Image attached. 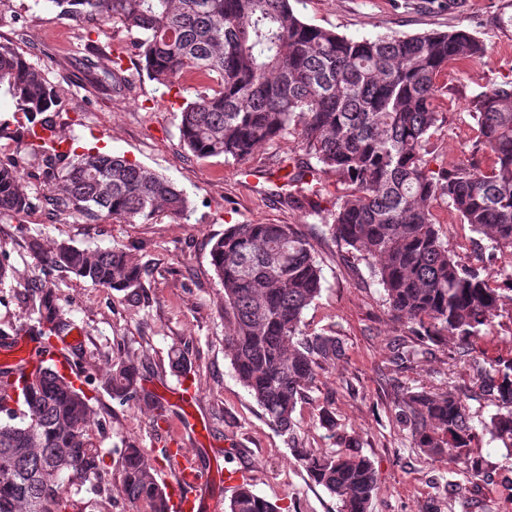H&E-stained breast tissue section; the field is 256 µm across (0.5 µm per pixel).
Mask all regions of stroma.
Masks as SVG:
<instances>
[{"label":"stroma","instance_id":"stroma-1","mask_svg":"<svg viewBox=\"0 0 512 512\" xmlns=\"http://www.w3.org/2000/svg\"><path fill=\"white\" fill-rule=\"evenodd\" d=\"M295 9L308 23L358 40L465 29L485 43L483 57L454 63L437 78L441 122L428 145L432 168L450 166L474 148L478 126L469 113L470 99L487 86L512 82V28L503 27L512 16V0H454L450 7L443 0H298ZM21 28L29 35L26 58L45 72L65 103L58 132L74 152L125 157L184 189L190 200L187 218L162 216L148 224L54 214L41 202L21 217L0 221V249L13 269L0 282V330H31L27 286L35 279L49 281L61 304L72 309L84 336L76 365L90 383L100 422L92 436L106 454L112 512L132 510L118 468L124 441H139L156 461L157 478L174 479L161 450L179 437L186 420L173 401L158 411L112 400L102 378L120 356L134 359L148 393L162 386H193L194 415L207 427L206 440L194 450L205 463L242 471L250 488L282 512H339L337 498L296 460L287 435L267 425L227 355L230 320L209 252L213 239L230 225L257 223L290 224L312 237L324 281L320 296L304 312L305 331L340 336L347 348L346 359L320 373L297 405L296 433L303 446L335 450V439L311 424L325 407L356 435L360 452L374 465L379 493L369 512H512L502 488L512 480V456L498 443L476 435L471 457L480 474L474 477L447 460L428 458L397 418L402 393L450 387L464 398L473 425L488 420L494 406L480 390L483 370L487 360L512 358V324L494 327L468 352L453 339L441 345L414 335L392 321L383 288L365 262L348 258L324 237L319 218L296 208L272 177L276 159L295 151L293 137L266 143L243 163L198 159L180 140L179 94L152 80L133 58L122 63L127 90L94 89L97 70L110 67L118 44L130 42L125 31L105 25L91 43L50 0H0V42L14 40ZM89 59L94 68H86ZM0 119L8 123L0 135V158L14 159L22 168L30 195L49 194L41 163L23 145L26 117L1 97ZM435 211L444 218L440 231L449 248L465 264H480L484 242L475 241L457 216L447 215L445 205L436 204ZM34 239L45 245L65 240L80 248L134 249L148 270L145 286L118 292L46 269L30 248ZM394 344L405 353L398 364L389 360ZM176 347L186 352L183 376L169 364Z\"/></svg>","mask_w":512,"mask_h":512}]
</instances>
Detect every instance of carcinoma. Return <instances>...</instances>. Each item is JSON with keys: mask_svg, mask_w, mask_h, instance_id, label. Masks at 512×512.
I'll use <instances>...</instances> for the list:
<instances>
[{"mask_svg": "<svg viewBox=\"0 0 512 512\" xmlns=\"http://www.w3.org/2000/svg\"><path fill=\"white\" fill-rule=\"evenodd\" d=\"M74 20L87 39L112 24L140 37L132 43L141 65L183 98L178 130L198 159L250 158L261 145L294 137L304 162L279 159L274 173L299 208L321 217L335 242L364 260L384 290L390 317L417 336L475 343L502 316L512 292V265L501 281L485 267L464 265L440 234L433 203L458 214L483 236L489 256L512 254V85H492L470 100L479 145L492 163L467 157L449 168L429 166L426 143L438 126L437 77L454 61L480 57L483 41L463 30L354 40L305 22L291 0H48ZM19 41L0 42V94L33 126L55 129L62 101L41 69L27 61ZM96 84L119 90L122 59ZM45 175L61 187L49 195L61 212L112 217L129 224L159 216H185L187 194L139 164L100 152L59 164L47 141L30 144ZM335 178L336 195L323 206ZM36 206L12 160L0 159V221ZM31 249L43 265L116 291L143 287L146 270L129 248L86 249L65 241ZM231 320L228 356L267 423L294 436L296 406L320 372L346 358L343 342L326 333L305 334L304 310L320 295L322 268L313 244L290 224H233L210 250ZM37 353L42 356L23 387L13 369L0 368V393L19 388L26 406L0 401V512H83L76 481L94 479L102 509L110 497L102 481L105 455L90 436L96 425L86 382L75 383L48 359L51 338L73 325L70 310L47 283L31 285ZM484 386L494 413L482 423L490 440L512 453V359H492ZM105 386L130 406L148 398L134 362L113 361ZM398 416L416 447L431 458L474 470L475 427L459 394H403ZM312 424L333 432L339 449L323 454L294 446L313 481L341 503L340 512H369L378 483L373 464L336 432L335 413L322 409ZM124 492L133 512H168L155 465L137 440L120 457ZM227 512H277L244 485Z\"/></svg>", "mask_w": 512, "mask_h": 512, "instance_id": "cac0c4a2", "label": "carcinoma"}]
</instances>
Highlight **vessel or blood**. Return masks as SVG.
Instances as JSON below:
<instances>
[{
    "label": "vessel or blood",
    "instance_id": "b4317fda",
    "mask_svg": "<svg viewBox=\"0 0 512 512\" xmlns=\"http://www.w3.org/2000/svg\"><path fill=\"white\" fill-rule=\"evenodd\" d=\"M0 361L24 371L35 368L38 358L34 341L18 335L0 344ZM170 463L178 478L168 487L169 512H221V500L205 498L216 475L200 465L194 452L176 449L171 454Z\"/></svg>",
    "mask_w": 512,
    "mask_h": 512
}]
</instances>
